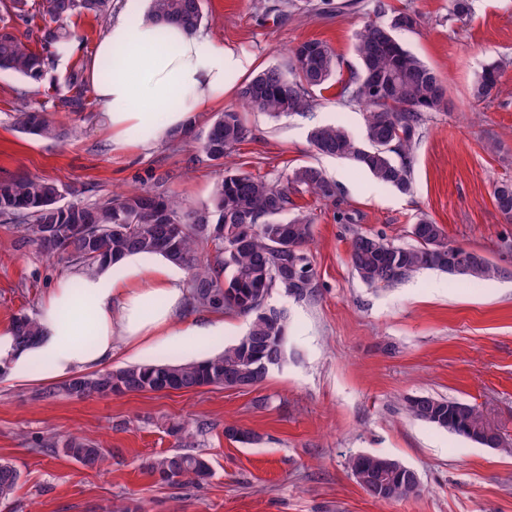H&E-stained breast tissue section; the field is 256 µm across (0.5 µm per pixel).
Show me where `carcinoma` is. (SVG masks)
<instances>
[{
	"mask_svg": "<svg viewBox=\"0 0 512 512\" xmlns=\"http://www.w3.org/2000/svg\"><path fill=\"white\" fill-rule=\"evenodd\" d=\"M204 0H151L150 11L164 23H174L189 33L204 25ZM0 72L41 84L56 59L72 48L73 34L67 21L74 15L107 17L112 0H0ZM473 0H450V15L465 20L472 15ZM46 19L38 30L41 50L27 44L11 25L26 22L34 14ZM417 15L394 13L390 23H366L357 33L358 67L341 81L339 98L364 112L363 136L356 138L335 124L311 129L309 139L324 156L352 162L380 184L402 194L413 188L412 153L427 115L448 109L444 81L417 55L395 38L397 30H411ZM498 63L487 65L471 88L476 103L485 101L494 88ZM340 72V61L324 42L309 40L291 50L288 70L266 67L240 89L241 108H226L215 114L200 150L210 161L220 162L235 154L248 138L241 109L266 112L274 118L312 110V91L331 87ZM74 94L59 99L69 112L84 109V86L79 76H69ZM19 132L63 141L70 129L54 121L47 111L23 101L16 109ZM309 194L328 202L336 199V184L312 165L296 167L285 179L269 181L239 168H225L209 205L201 210L180 200L145 188L115 193L103 200L81 205H59L57 183L27 174L0 180V218L12 224L15 243L35 246L48 256H64L80 268L94 270L114 265L130 253L159 254L187 272L190 305L197 309L231 311L248 319L246 333L224 350L201 361L133 364L77 375L42 392L51 397L63 393L76 399L117 394L160 392L164 389L193 391L236 383L245 389L259 386L269 371L285 359L288 321L285 312L268 304L276 290L302 299L313 294L316 273L307 247L313 236L311 217L294 210L293 195ZM512 196V180H502L493 189L498 211L512 221V204L500 199ZM418 237L408 246H397L379 234L357 232L351 240L349 263L359 278L375 287H390L423 270L448 272V237L444 228L427 218L416 222ZM499 268L485 256L467 266L458 277L471 281L496 278ZM15 344L25 346L37 336L36 319L21 315L12 323ZM406 410L416 419L481 444L487 431L484 413L473 405L461 410L454 401L430 396L410 398ZM204 429L180 424L172 427L180 447L192 448ZM42 448H59L85 467L103 461L94 442L69 436L49 437ZM150 473L168 485L202 481L210 474L208 461L200 454L173 452L150 462ZM348 468L363 491L378 502L406 500L418 494L419 486L405 476V464L378 454L351 457ZM389 472L394 479L390 493L373 489L369 478ZM18 471L0 464V498L12 493Z\"/></svg>",
	"mask_w": 512,
	"mask_h": 512,
	"instance_id": "carcinoma-1",
	"label": "carcinoma"
}]
</instances>
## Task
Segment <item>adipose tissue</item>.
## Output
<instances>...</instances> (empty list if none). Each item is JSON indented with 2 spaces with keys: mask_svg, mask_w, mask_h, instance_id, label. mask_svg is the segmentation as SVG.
I'll return each mask as SVG.
<instances>
[{
  "mask_svg": "<svg viewBox=\"0 0 512 512\" xmlns=\"http://www.w3.org/2000/svg\"><path fill=\"white\" fill-rule=\"evenodd\" d=\"M148 4L112 20L86 67L102 107L99 127L120 149L148 152L187 131L196 117L223 103L254 69L249 56L216 44L207 34L158 23ZM182 278L164 257L135 254L117 266L73 270L41 304L40 333L14 345L0 328V361L7 376L65 380L112 362L115 343L131 348L185 349L224 333V318L182 321Z\"/></svg>",
  "mask_w": 512,
  "mask_h": 512,
  "instance_id": "1",
  "label": "adipose tissue"
}]
</instances>
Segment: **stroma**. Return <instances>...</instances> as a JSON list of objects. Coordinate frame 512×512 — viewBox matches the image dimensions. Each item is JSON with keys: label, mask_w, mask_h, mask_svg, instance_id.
<instances>
[{"label": "stroma", "mask_w": 512, "mask_h": 512, "mask_svg": "<svg viewBox=\"0 0 512 512\" xmlns=\"http://www.w3.org/2000/svg\"><path fill=\"white\" fill-rule=\"evenodd\" d=\"M418 17L399 41L433 68L448 87L449 109L429 115L413 150V190L383 186L351 162L318 155L308 139L318 124L343 123L362 136L361 112L321 91L311 112L274 119L247 113L249 138L232 160L256 176L278 179L313 165L337 186L335 201L308 194L294 201L313 217L310 257L317 287L303 300L284 291L271 305L288 314L286 360L253 390L205 387L106 399L43 397L46 380L0 376V463L20 473L0 512H512V223L493 199L496 182L512 179V0H474L461 22L449 0H387ZM375 0H308L282 18L285 0H205L203 31L244 53L256 68L287 67L289 51L317 39L343 66L355 64V35L374 17ZM107 22L72 17L78 38L42 85L0 74V180L26 173L57 183L65 205L111 197L137 187L205 207L223 166L169 142L147 153L120 150L99 130L100 105L87 95L83 111L55 109L56 90L84 70ZM499 63L489 99L473 107L471 86L482 68ZM44 105L73 136L61 142L18 132L19 100ZM441 224L450 243L476 250L497 265V278L473 284L424 271L390 288L364 284L348 263L353 232L411 244L420 217ZM66 260L13 245L0 221V327L16 315H36ZM244 317L224 316L213 342L163 355L120 348L113 367L180 363L220 353L244 334ZM433 396L476 406L500 430L502 448L470 441L411 418L407 398ZM203 422L198 451L211 475L202 484L161 483L146 462L176 450L177 423ZM255 435L229 440L226 425ZM79 434L102 449L89 469L38 438ZM384 454L411 467L420 493L405 501L371 499L348 468L359 453Z\"/></svg>", "instance_id": "obj_1"}]
</instances>
